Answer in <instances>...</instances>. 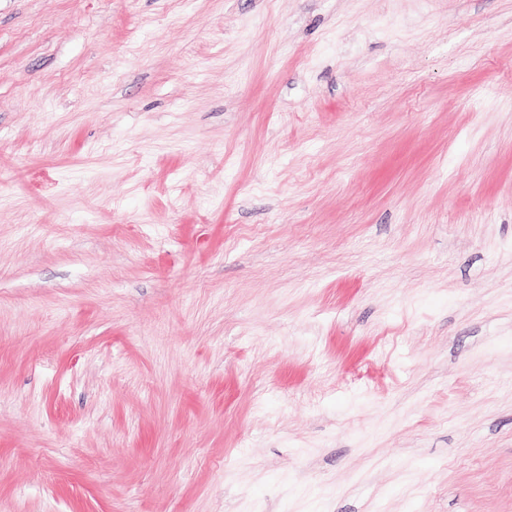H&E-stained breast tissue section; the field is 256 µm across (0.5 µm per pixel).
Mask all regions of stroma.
<instances>
[{"instance_id":"stroma-1","label":"stroma","mask_w":512,"mask_h":512,"mask_svg":"<svg viewBox=\"0 0 512 512\" xmlns=\"http://www.w3.org/2000/svg\"><path fill=\"white\" fill-rule=\"evenodd\" d=\"M0 512H512V0H0Z\"/></svg>"}]
</instances>
